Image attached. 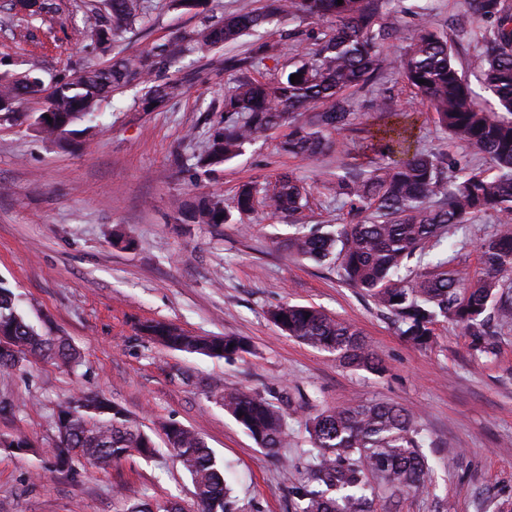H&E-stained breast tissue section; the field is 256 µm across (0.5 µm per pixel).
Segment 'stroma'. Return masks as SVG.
<instances>
[{
    "label": "stroma",
    "mask_w": 512,
    "mask_h": 512,
    "mask_svg": "<svg viewBox=\"0 0 512 512\" xmlns=\"http://www.w3.org/2000/svg\"><path fill=\"white\" fill-rule=\"evenodd\" d=\"M35 40L24 38L0 0V59L13 70L51 76L107 65L191 35L202 19L257 9L261 0H208L205 14L178 0H142L141 22L110 47L90 46L88 15L105 14L104 0H66ZM419 0H390L383 21L393 37L384 54L418 34ZM429 20L455 46V64L481 105L476 33L491 20H474L464 0H432ZM272 23L208 56H187L172 69L185 94L164 108L142 111L144 89L131 85L98 103L82 131L46 140L28 123L0 121V282L24 302L43 332L63 336L84 365L71 372L58 361L33 358L0 371V438L30 444L17 456L0 446V512H117L116 493L129 501L174 505L196 512L190 475L170 452L147 461L130 456L107 470H56L49 454L57 433L53 414L81 391L104 394L139 418L157 446L164 423L199 434L226 468L230 512H293V485L308 448L305 421L325 409L377 400L414 410L424 452L434 467L426 492L389 499L377 492L375 512H512V323H496L484 348L464 327L443 322L435 342L406 340L393 317L348 286L336 269L287 257L282 241L301 226L345 223L349 206L336 197L338 173L359 171L381 156L370 132L391 113L406 112L413 147L444 157L449 173L490 169L488 155L448 138L433 113L392 67L352 92L351 130L334 137L322 155L285 152L287 128L267 133L214 171L196 175L212 125L222 115L224 86L240 76L230 61L251 56L256 44L277 45L278 61L256 62L252 79L265 81L275 63L296 61L321 32ZM293 172L311 188L308 208L293 219L260 210L227 224H181L175 200L219 194L232 208L239 187ZM496 216L466 225L458 263L475 272L478 244L496 233ZM289 302L312 305L355 325L382 359L383 373L356 370L327 351L281 332L269 310ZM165 321L207 336L247 338L251 353L224 360L172 351L148 341L140 325ZM273 393L293 415L286 448L271 455L220 405L228 389Z\"/></svg>",
    "instance_id": "35a3bbf8"
}]
</instances>
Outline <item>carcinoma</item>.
I'll return each instance as SVG.
<instances>
[{"instance_id":"obj_1","label":"carcinoma","mask_w":512,"mask_h":512,"mask_svg":"<svg viewBox=\"0 0 512 512\" xmlns=\"http://www.w3.org/2000/svg\"><path fill=\"white\" fill-rule=\"evenodd\" d=\"M63 0H36L37 8L21 16L26 24L62 11ZM387 0H265L258 11L230 14L224 21L203 22L190 39L175 40L99 69L59 73L55 87L39 112H8L6 120L24 119L46 139L72 132V127L96 110L100 100L122 85L145 84L143 109L152 112L184 94L181 82L155 76L170 71L188 55L206 56L216 46L237 41L274 16L311 20L330 31L302 55L293 69L268 82L238 79L224 91V117L212 126L208 150L195 168L210 172L239 156L260 134L288 126L282 148L314 158L330 138L351 126L346 93L367 85L386 64H393L435 114L448 137L488 153L492 171L473 169L450 182L443 157L410 152L405 132L394 127L377 131L375 149L400 157L385 166L369 167L355 176L338 175L332 186L350 207V222L330 229L296 233L284 244L286 253L317 265L337 268L352 287L365 291L375 304L399 323L401 333L418 346L433 343L442 322L465 326L485 336L496 310L501 322L512 319V300L504 297L512 276V5L507 0H465L468 12L480 19H497V31L482 36L485 88L495 106L479 105L472 87L454 62L448 36L425 21L421 7L416 39L393 59L381 54L389 39L382 23ZM112 26L96 17L86 22L87 37L102 49L137 16L139 0H108ZM301 79L291 82V75ZM426 83L420 84L418 80ZM43 79L33 70L0 74V101L16 103L42 91ZM309 192L292 173L284 172L239 189L234 209L249 215L263 207L284 217L300 213ZM493 214L502 229L483 239L478 250L481 271L469 275L458 268L456 256L441 249L464 225L480 214ZM178 214L194 224H224L230 213L219 199L182 205ZM433 251L432 270L401 277L415 259ZM399 301H393V298ZM272 323L301 342L336 354L355 369L382 372L384 366L360 333L313 306L282 304L269 312ZM140 332L174 351L211 359L247 352L250 343L235 336L190 334L166 322L151 321ZM0 336L12 344L0 347V369L21 365L28 357L58 358L75 370L80 351L62 337L47 336L28 319L13 291L0 284ZM224 411L270 454L288 446L291 414L275 404V396L239 389L224 393ZM58 442L55 465L70 469L86 463L107 469L137 455L150 460L155 441L140 420L107 397L82 392L53 416ZM310 448L304 451L303 481L293 486L295 512H373L378 480L390 494L428 487L432 466L422 453V436L414 414L401 406L364 401L320 412L306 421ZM167 447L195 485L198 512H229L230 488L224 466L195 432L176 423L165 425ZM118 512H177L146 502L119 498Z\"/></svg>"}]
</instances>
